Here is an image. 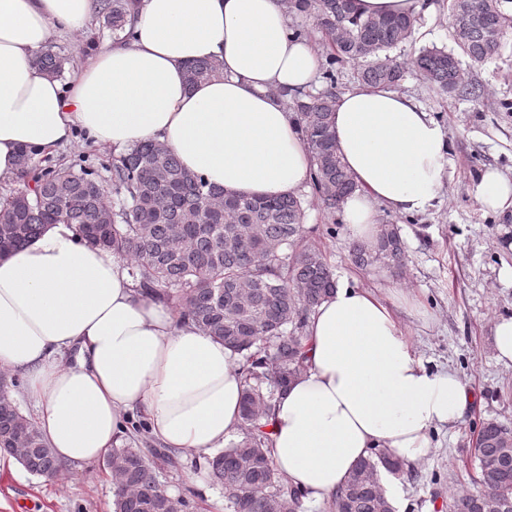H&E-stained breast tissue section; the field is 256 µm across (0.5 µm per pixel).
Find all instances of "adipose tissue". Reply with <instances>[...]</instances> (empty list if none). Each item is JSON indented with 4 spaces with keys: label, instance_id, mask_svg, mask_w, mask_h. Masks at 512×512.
Here are the masks:
<instances>
[{
    "label": "adipose tissue",
    "instance_id": "adipose-tissue-1",
    "mask_svg": "<svg viewBox=\"0 0 512 512\" xmlns=\"http://www.w3.org/2000/svg\"><path fill=\"white\" fill-rule=\"evenodd\" d=\"M441 0H353L364 16L437 14ZM93 0H0V181L22 149L54 154L76 132L122 150L145 140L225 194L274 198L311 180L312 155L290 106L320 61L295 37L280 0H136L132 40H113L73 75L36 62L54 32L76 33ZM198 59L220 76L188 85ZM336 148L358 185L342 205L353 239L372 245L377 210L425 211L450 163L441 125L412 96L358 85L336 97ZM480 204L512 207V179L485 170ZM305 369L276 396L266 428L277 471L311 504L341 489L373 449L426 456L473 399L451 369L431 370L394 303L347 281L307 317ZM0 368L21 373L49 448L88 463L119 442L121 416L142 408L165 447L211 454L241 424L237 356L136 287L112 252L50 224L0 255Z\"/></svg>",
    "mask_w": 512,
    "mask_h": 512
}]
</instances>
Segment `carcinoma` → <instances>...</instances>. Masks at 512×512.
I'll return each mask as SVG.
<instances>
[{"label":"carcinoma","mask_w":512,"mask_h":512,"mask_svg":"<svg viewBox=\"0 0 512 512\" xmlns=\"http://www.w3.org/2000/svg\"><path fill=\"white\" fill-rule=\"evenodd\" d=\"M500 0H452V36L462 55L480 64L500 48L512 31V15ZM288 12L305 14L314 32L329 44L332 66L361 64L360 78L373 87L394 86L405 68L380 56L409 41L413 15L364 17L351 0H284ZM132 0H94V14L118 36L126 31ZM66 55L49 49L38 57L52 77L63 71ZM412 67L431 85L454 92L462 84L459 56L425 48ZM222 74V63L203 59L187 67L190 85ZM304 124L316 166L313 185L323 206L334 212L356 184L336 152L331 115L336 91L303 94L292 100ZM21 180L33 187L0 203L11 223L0 224V254L12 252L48 224H70L83 241L109 250L126 262L145 294L172 306L204 333L224 342L244 375L243 440L206 459L211 477L224 486L227 512H303L305 494L288 486L273 465L269 438L260 420L276 393L306 367L307 315L334 290L333 270L321 252L305 249L289 256L303 229L300 197L228 196L186 171L162 144L143 141L112 163L108 176L81 160L70 166L51 163L25 150L19 154ZM352 259L364 267L382 260L394 267L405 246L387 224L371 246L357 244ZM19 380L0 379V454L27 449L17 458L33 476L56 475L62 464L47 447L37 425L16 405ZM405 462L387 448H376L352 471L346 485L326 502L328 512H395L378 477L379 468L398 476ZM112 473L115 512H171L172 497L160 485L140 448L119 445L106 458ZM473 466L477 489L454 496L450 512H512V428L481 423L475 437Z\"/></svg>","instance_id":"cac0c4a2"}]
</instances>
